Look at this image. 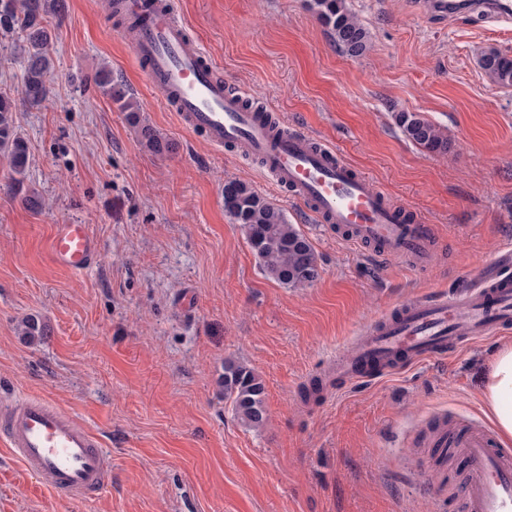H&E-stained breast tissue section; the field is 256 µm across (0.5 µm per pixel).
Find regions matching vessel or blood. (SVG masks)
Returning <instances> with one entry per match:
<instances>
[{"instance_id":"1","label":"vessel or blood","mask_w":512,"mask_h":512,"mask_svg":"<svg viewBox=\"0 0 512 512\" xmlns=\"http://www.w3.org/2000/svg\"><path fill=\"white\" fill-rule=\"evenodd\" d=\"M121 6L141 19L128 43L147 84L184 128L203 133L212 147L229 146L258 159L272 186L289 191L319 223L332 225L340 240L384 258L411 259L420 270L427 267L432 225L388 200L334 148L231 88L201 43L175 21L170 0H121ZM50 253L57 265L80 271L100 246L87 225L60 224ZM511 328L512 249L498 255L492 272L455 294L427 293L402 303L364 331L355 355L337 368L351 378L372 363L379 371L393 370L403 360L449 355ZM0 433L30 475L52 492L82 496L105 484L108 457L97 437L44 398L0 406ZM448 442L468 462L464 512H512V448L477 425L449 430Z\"/></svg>"}]
</instances>
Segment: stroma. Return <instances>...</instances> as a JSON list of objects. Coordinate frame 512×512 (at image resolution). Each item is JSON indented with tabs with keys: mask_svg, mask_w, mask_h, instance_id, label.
Here are the masks:
<instances>
[{
	"mask_svg": "<svg viewBox=\"0 0 512 512\" xmlns=\"http://www.w3.org/2000/svg\"><path fill=\"white\" fill-rule=\"evenodd\" d=\"M216 71L317 136L440 239L426 270L340 241L274 188L257 161L184 131L119 31L106 0H65L49 48L51 97L19 107L30 162L23 188L0 156V405L47 398L89 428L112 462L84 498L49 492L0 433V512H462L463 456L437 468L440 419L483 424V380L512 332L444 358L341 384L329 373L396 303L447 292L512 247V87L480 66L512 56V31L475 16L440 21L427 0H348L370 33L336 49L305 0H173ZM172 140L155 155L94 86L99 66ZM398 112L447 130L433 156ZM245 182L313 245L319 278L288 288L259 269L224 183ZM35 191L39 208L22 200ZM59 224L100 243L72 272L48 255ZM48 333L31 342L20 324ZM266 385L265 427L224 401V362Z\"/></svg>",
	"mask_w": 512,
	"mask_h": 512,
	"instance_id": "obj_1",
	"label": "stroma"
}]
</instances>
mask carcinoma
<instances>
[{"label":"carcinoma","instance_id":"obj_1","mask_svg":"<svg viewBox=\"0 0 512 512\" xmlns=\"http://www.w3.org/2000/svg\"><path fill=\"white\" fill-rule=\"evenodd\" d=\"M309 10L329 31L336 48L350 55H361L368 47V32L347 0H307ZM65 11L64 0H0V29L22 34L24 73L20 98L0 91V153L5 155L16 175L14 185H23L29 163L26 141L17 133L13 112L17 103L40 106L50 94L49 75L53 62L47 48L54 37L51 19ZM481 68L496 83L512 86V57L496 50L485 52ZM96 88L128 114L140 142L155 154L170 153L173 141L140 116V108L122 81L112 78V69L99 67L93 74ZM406 140L431 155L448 153V135L418 112L395 115ZM224 209L236 224L248 229V243L262 273L288 288H302L314 282L319 267L313 247L284 211L240 181L224 183ZM22 335L32 341L46 335V326L28 317L21 325ZM224 399L229 401L237 420L247 428L260 429L267 421L266 387L263 379L248 365L224 362Z\"/></svg>","mask_w":512,"mask_h":512}]
</instances>
